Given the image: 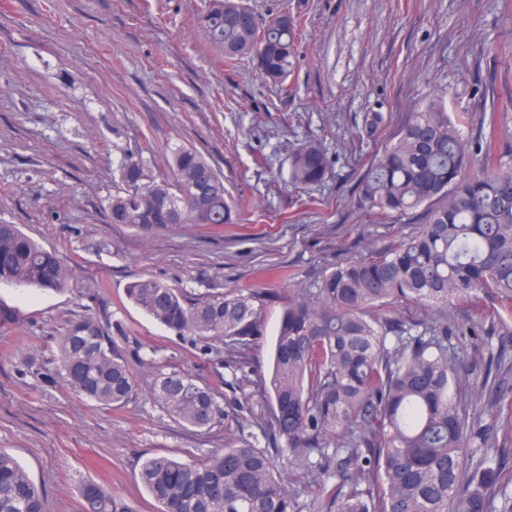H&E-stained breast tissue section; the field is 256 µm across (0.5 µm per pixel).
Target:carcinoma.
<instances>
[{
  "instance_id": "1",
  "label": "carcinoma",
  "mask_w": 512,
  "mask_h": 512,
  "mask_svg": "<svg viewBox=\"0 0 512 512\" xmlns=\"http://www.w3.org/2000/svg\"><path fill=\"white\" fill-rule=\"evenodd\" d=\"M299 17L283 8L264 18L247 0H208L200 21L224 58H250L261 76L288 92ZM384 119L369 112L359 142L375 138ZM328 159L314 142L288 158V182H322ZM108 199L114 224L153 233L178 224L235 223L223 177L196 149H171L169 174L151 179L125 159ZM360 201L381 219L423 208L418 230L383 254L345 260L288 296L277 330L273 366L264 377L250 351L264 334L270 294L228 291L193 299L184 290L139 278L131 302L178 336L224 342V364L251 388L243 394L261 431L197 463L168 455L146 459L139 477L159 512H512L499 485L494 426L463 400L461 383L475 373L448 337L483 336L482 318L448 326V312L494 299L512 313V157L491 129L465 142L443 101L414 113L358 184ZM71 279L56 252L14 224H0V284L60 291ZM401 302L435 310L407 318ZM110 319L79 316L56 338L57 371L73 392L110 410L129 402L136 383L112 340ZM512 368L500 350L471 395L512 413V397L491 382ZM151 397L169 416L208 429L225 409L214 390L188 373L155 376ZM298 471L314 487L307 505L287 486ZM82 512H132L125 499L88 483ZM0 512H44L42 491L23 466L0 450Z\"/></svg>"
}]
</instances>
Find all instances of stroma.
I'll return each mask as SVG.
<instances>
[{
    "mask_svg": "<svg viewBox=\"0 0 512 512\" xmlns=\"http://www.w3.org/2000/svg\"><path fill=\"white\" fill-rule=\"evenodd\" d=\"M260 15L302 16L293 88L282 94L251 61L225 63L198 23L200 0H0V223L15 224L72 270L65 291L0 285V450L42 489L45 512H81L83 484L100 482L137 512H158L140 482L149 457L203 458L237 441L249 414L210 349L177 336L126 295L153 278L195 297L262 289L265 331L254 365L269 369L292 289L345 259L388 250L418 212L378 220L357 185L378 151L426 100L443 96L476 140L493 120L512 149V0H250ZM385 123L359 143L365 113ZM318 143L329 171L303 190L288 157ZM197 148L243 207L238 223L180 224L145 236L109 223L106 200L123 157L167 174L172 147ZM112 317L138 390L105 411L63 385L55 336L75 317ZM210 385L227 415L183 426L150 398L157 371Z\"/></svg>",
    "mask_w": 512,
    "mask_h": 512,
    "instance_id": "obj_1",
    "label": "stroma"
}]
</instances>
